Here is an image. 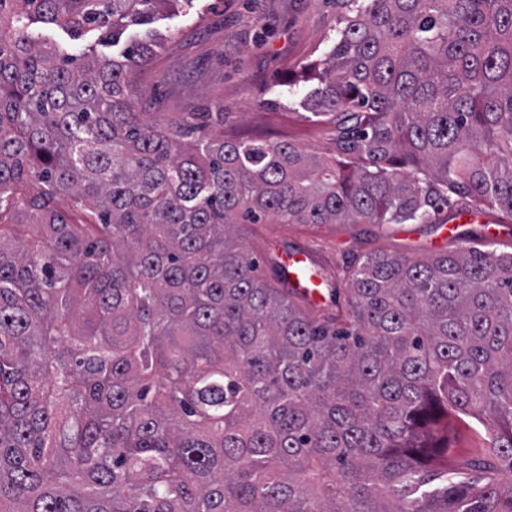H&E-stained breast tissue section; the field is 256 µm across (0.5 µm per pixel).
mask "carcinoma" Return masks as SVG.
<instances>
[{
  "label": "carcinoma",
  "mask_w": 512,
  "mask_h": 512,
  "mask_svg": "<svg viewBox=\"0 0 512 512\" xmlns=\"http://www.w3.org/2000/svg\"><path fill=\"white\" fill-rule=\"evenodd\" d=\"M172 2L0 0V512H512V253L372 251L318 316L236 241L512 217V0H325L329 160L136 111L150 40L40 33L114 47ZM448 438L456 441L457 449L464 451L465 457H478L487 454V448H483L484 440L474 431L460 423H453L448 427Z\"/></svg>",
  "instance_id": "1"
}]
</instances>
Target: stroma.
<instances>
[{"mask_svg": "<svg viewBox=\"0 0 512 512\" xmlns=\"http://www.w3.org/2000/svg\"><path fill=\"white\" fill-rule=\"evenodd\" d=\"M338 11L326 0H193L184 11L160 10L149 31L158 43L150 65L127 78L140 112H202L223 107L224 135L271 142L293 140L314 153L330 146L329 126L299 105L305 87L285 92L302 62L323 58ZM457 227L448 236L447 224ZM488 239L512 252V218L498 211L450 216L432 224H248L243 240L258 255L301 250L329 283L343 280L351 260L381 250L415 257L451 253Z\"/></svg>", "mask_w": 512, "mask_h": 512, "instance_id": "obj_1", "label": "stroma"}]
</instances>
